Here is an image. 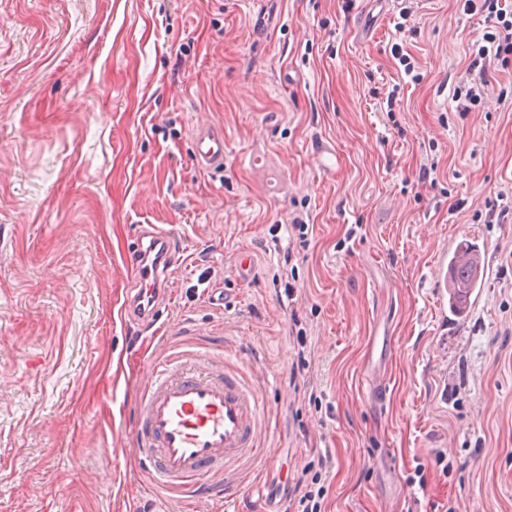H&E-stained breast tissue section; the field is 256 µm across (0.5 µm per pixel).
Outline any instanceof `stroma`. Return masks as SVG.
Wrapping results in <instances>:
<instances>
[{
  "mask_svg": "<svg viewBox=\"0 0 512 512\" xmlns=\"http://www.w3.org/2000/svg\"><path fill=\"white\" fill-rule=\"evenodd\" d=\"M264 2L260 29L255 0H0V512H154L136 394L151 362L194 351L251 380L271 423L195 512H284L321 458L326 512H512V223L487 221L512 192V66L460 112L451 89L486 23L459 0ZM203 124L224 129L223 171L192 163ZM322 140L336 172L312 154ZM143 224L187 256L152 327L119 316ZM460 234L483 281L445 324L432 268ZM375 353L390 358L378 404Z\"/></svg>",
  "mask_w": 512,
  "mask_h": 512,
  "instance_id": "stroma-1",
  "label": "stroma"
}]
</instances>
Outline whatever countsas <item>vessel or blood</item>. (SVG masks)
<instances>
[{
    "mask_svg": "<svg viewBox=\"0 0 512 512\" xmlns=\"http://www.w3.org/2000/svg\"><path fill=\"white\" fill-rule=\"evenodd\" d=\"M192 161L203 171L223 170L222 127L194 128ZM184 260L174 234L152 224L140 227L129 251L140 286L124 303V318L157 324L170 271ZM135 427L156 482L196 498L205 494L207 477L260 454L262 402L254 386L211 355L176 356L151 366L135 408Z\"/></svg>",
    "mask_w": 512,
    "mask_h": 512,
    "instance_id": "1",
    "label": "vessel or blood"
}]
</instances>
